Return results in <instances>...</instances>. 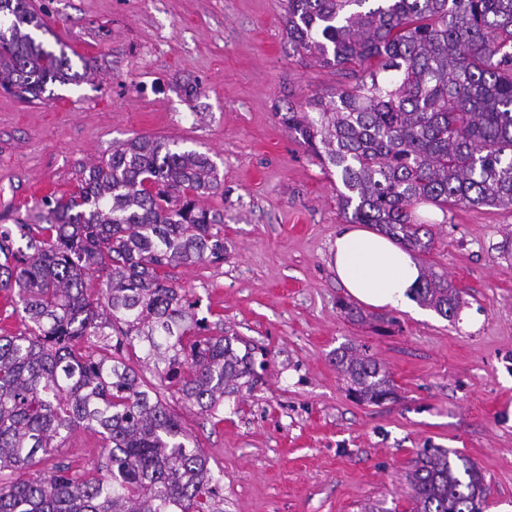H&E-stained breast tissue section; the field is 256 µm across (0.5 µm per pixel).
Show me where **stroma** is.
I'll return each instance as SVG.
<instances>
[{
  "instance_id": "stroma-1",
  "label": "stroma",
  "mask_w": 512,
  "mask_h": 512,
  "mask_svg": "<svg viewBox=\"0 0 512 512\" xmlns=\"http://www.w3.org/2000/svg\"><path fill=\"white\" fill-rule=\"evenodd\" d=\"M30 3L50 27L43 41L92 70L32 102L0 90V225L31 214L40 187L72 192L136 135L206 153L223 178L205 200L224 212L223 261L171 277L214 331L263 348L266 367L253 390L225 396L220 423L160 394L209 458L224 512H411L405 476L436 448L482 471L484 512L512 507V208L414 207L433 235L416 258L462 293L455 321L415 301L351 320L329 265L342 183L277 115L357 78L294 54L287 0ZM345 345L383 365L393 399L349 394L335 362ZM102 453L81 428L40 466Z\"/></svg>"
}]
</instances>
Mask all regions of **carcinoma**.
I'll return each instance as SVG.
<instances>
[{
  "label": "carcinoma",
  "mask_w": 512,
  "mask_h": 512,
  "mask_svg": "<svg viewBox=\"0 0 512 512\" xmlns=\"http://www.w3.org/2000/svg\"><path fill=\"white\" fill-rule=\"evenodd\" d=\"M294 53L324 68L359 67L355 85L279 113L294 139L340 176L351 223L408 249L432 234L412 223L428 201L512 207V0H288ZM28 0H0V87L34 101L50 82L81 79ZM211 158L165 138L112 144L68 197L0 225V291L24 332H0V512H221L208 466L175 413L126 362H139L184 402L215 417L224 396L256 382L255 347L209 334L200 301L169 268L224 260V210ZM413 299L456 318L460 291L423 276ZM336 367L355 398L393 397L390 377L345 346ZM90 429L105 460L31 471L73 431ZM413 512H483L481 470L446 451L408 476Z\"/></svg>",
  "instance_id": "obj_1"
}]
</instances>
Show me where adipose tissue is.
Masks as SVG:
<instances>
[{"mask_svg":"<svg viewBox=\"0 0 512 512\" xmlns=\"http://www.w3.org/2000/svg\"><path fill=\"white\" fill-rule=\"evenodd\" d=\"M336 278L360 303L377 309L397 308L409 301L422 277L414 255L390 237L346 224L331 246Z\"/></svg>","mask_w":512,"mask_h":512,"instance_id":"adipose-tissue-1","label":"adipose tissue"}]
</instances>
